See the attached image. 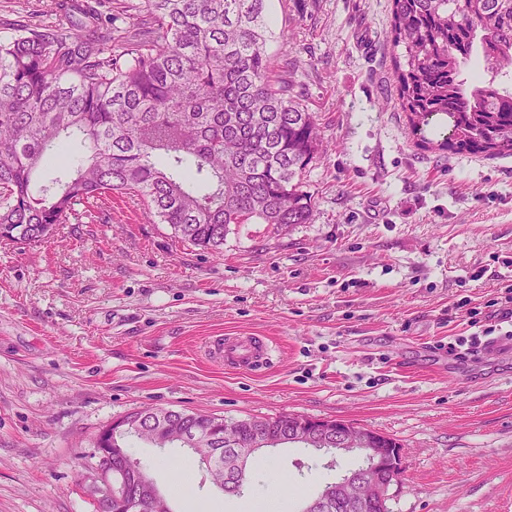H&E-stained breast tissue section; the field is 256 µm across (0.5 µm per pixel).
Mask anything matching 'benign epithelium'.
Segmentation results:
<instances>
[{
  "label": "benign epithelium",
  "mask_w": 512,
  "mask_h": 512,
  "mask_svg": "<svg viewBox=\"0 0 512 512\" xmlns=\"http://www.w3.org/2000/svg\"><path fill=\"white\" fill-rule=\"evenodd\" d=\"M143 418L123 416L104 429L98 436L94 448L95 464L91 471L92 492L95 501L112 503V461L120 453V449L109 447V440L114 432L139 431ZM290 433L294 439L302 442L311 440V435L321 433L331 437L336 447L327 448L325 452L339 455L358 451L367 456L374 465L367 469L369 475L355 472L346 475L336 488L324 489L322 494L311 503L306 512H325L338 499L377 503L387 497L389 488L398 483L402 476L403 449L392 447L388 438L376 431L359 428L337 419H320L308 416L293 415L290 417ZM173 443L184 447H195L198 461L208 474L219 470L216 462L217 452L211 448V438L197 433L182 431L172 437ZM279 444L265 435L261 430L254 431V438L247 448H239L235 442L230 446L238 454V470L244 472L251 462L262 451ZM129 480L138 492L129 499L121 501V509L125 512H143L146 504L153 501L155 493L147 474L135 470L129 472Z\"/></svg>",
  "instance_id": "benign-epithelium-1"
}]
</instances>
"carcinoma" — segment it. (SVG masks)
<instances>
[{
	"mask_svg": "<svg viewBox=\"0 0 512 512\" xmlns=\"http://www.w3.org/2000/svg\"><path fill=\"white\" fill-rule=\"evenodd\" d=\"M51 29L0 39V228L40 245L80 207L135 194L178 240L220 253L243 224L285 235L314 217L303 174L320 140L305 93L275 61L266 0H144L146 26L112 57L95 0H57ZM391 77L422 147L512 157V0H393ZM443 115L449 136H422ZM74 168L36 185L61 144ZM211 416L170 425L216 434ZM284 436L282 417L254 418Z\"/></svg>",
	"mask_w": 512,
	"mask_h": 512,
	"instance_id": "obj_1",
	"label": "carcinoma"
}]
</instances>
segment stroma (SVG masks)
<instances>
[{
  "mask_svg": "<svg viewBox=\"0 0 512 512\" xmlns=\"http://www.w3.org/2000/svg\"><path fill=\"white\" fill-rule=\"evenodd\" d=\"M56 0H0V37L54 26ZM392 0H270L268 51L323 146L304 175L312 223L261 224L222 255L180 242L137 196L42 245L0 244V512H93L88 460L107 425L144 407L226 418L298 414L396 439L389 512H512V346L475 361L449 342L480 333L512 285V158L438 154L409 135L384 39ZM263 336L273 363L236 371L209 337ZM173 512L293 507L361 465L307 448L252 463L242 496L184 448L134 443Z\"/></svg>",
  "mask_w": 512,
  "mask_h": 512,
  "instance_id": "stroma-1",
  "label": "stroma"
}]
</instances>
